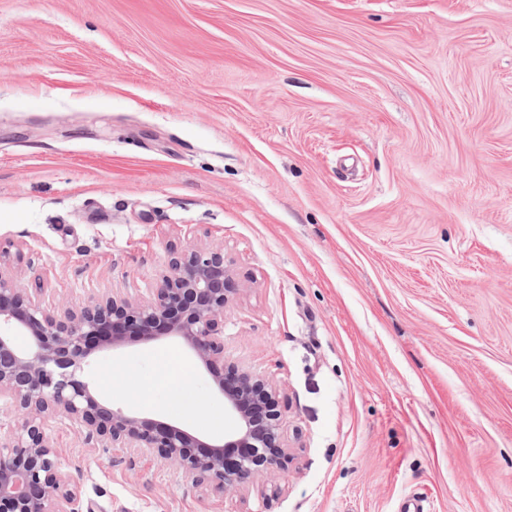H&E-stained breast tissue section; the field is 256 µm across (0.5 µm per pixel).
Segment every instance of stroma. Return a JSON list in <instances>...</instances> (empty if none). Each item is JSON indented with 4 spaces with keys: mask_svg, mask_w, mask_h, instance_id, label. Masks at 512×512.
<instances>
[{
    "mask_svg": "<svg viewBox=\"0 0 512 512\" xmlns=\"http://www.w3.org/2000/svg\"><path fill=\"white\" fill-rule=\"evenodd\" d=\"M200 243L294 459L197 488L49 421L82 512H512V0H0V268L51 308L146 298ZM84 378L236 427L177 341Z\"/></svg>",
    "mask_w": 512,
    "mask_h": 512,
    "instance_id": "35a3bbf8",
    "label": "stroma"
}]
</instances>
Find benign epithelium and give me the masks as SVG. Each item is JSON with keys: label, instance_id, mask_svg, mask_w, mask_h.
<instances>
[{"label": "benign epithelium", "instance_id": "7a95c632", "mask_svg": "<svg viewBox=\"0 0 512 512\" xmlns=\"http://www.w3.org/2000/svg\"><path fill=\"white\" fill-rule=\"evenodd\" d=\"M224 249L190 246L171 252L160 285L147 300L105 291L53 312L41 282L22 287L0 268V397L23 414L19 428L0 438V512H81L80 490L60 464L44 426L61 418L89 439L127 448L178 468L196 487L239 489L264 465L284 467L292 455L282 434L270 377L224 360L219 325L235 298ZM32 344L17 345L15 336ZM125 336L181 339L203 365L220 364L215 382L238 419L224 444L208 443L173 425L144 420L104 404L81 379L95 351Z\"/></svg>", "mask_w": 512, "mask_h": 512}]
</instances>
